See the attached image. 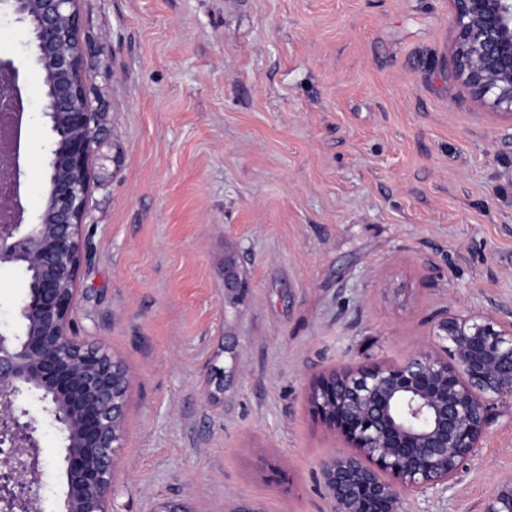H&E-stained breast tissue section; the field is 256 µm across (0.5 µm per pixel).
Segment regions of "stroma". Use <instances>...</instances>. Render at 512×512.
<instances>
[{
	"label": "stroma",
	"instance_id": "35a3bbf8",
	"mask_svg": "<svg viewBox=\"0 0 512 512\" xmlns=\"http://www.w3.org/2000/svg\"><path fill=\"white\" fill-rule=\"evenodd\" d=\"M98 114L75 334L130 378L113 512H334L347 445L306 391L433 343L443 310L512 323V122L449 55V0H78ZM25 110V222L46 189L42 77L0 10ZM251 288L224 308V251ZM22 273L0 267V327ZM231 364L223 391L213 367ZM42 512H64V436L30 400ZM512 480V404L451 489L402 512H484Z\"/></svg>",
	"mask_w": 512,
	"mask_h": 512
}]
</instances>
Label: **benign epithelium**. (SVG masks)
I'll return each mask as SVG.
<instances>
[{"label": "benign epithelium", "mask_w": 512, "mask_h": 512, "mask_svg": "<svg viewBox=\"0 0 512 512\" xmlns=\"http://www.w3.org/2000/svg\"><path fill=\"white\" fill-rule=\"evenodd\" d=\"M451 58L477 104L512 118V0H450ZM24 24L42 69L49 119L48 187L38 218L22 220L24 112L15 69L0 59V265L25 273L19 328L0 330V512H41L42 462L21 397L47 403L66 440L65 512H112V464L125 432L129 377L103 347L74 334L87 253L83 233L97 126L83 78L77 0H4ZM250 285L236 250L224 252V308ZM424 345L398 365L345 366L317 377L312 412L350 451L320 465L335 512H401L406 493L446 489L480 447L493 405L512 399V323L443 311ZM486 512H512V483Z\"/></svg>", "instance_id": "1"}]
</instances>
